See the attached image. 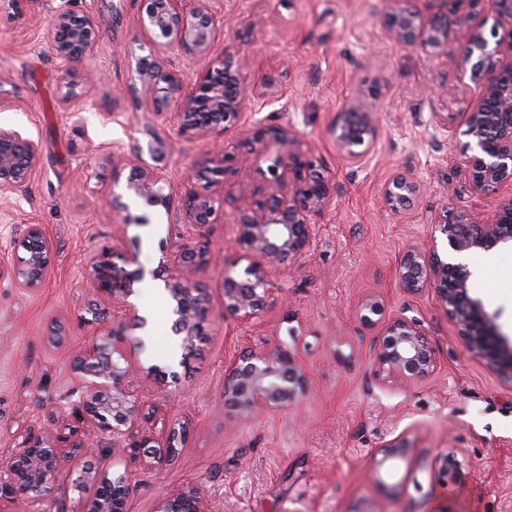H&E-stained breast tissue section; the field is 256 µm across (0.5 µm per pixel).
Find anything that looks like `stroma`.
<instances>
[{"label": "stroma", "instance_id": "stroma-1", "mask_svg": "<svg viewBox=\"0 0 512 512\" xmlns=\"http://www.w3.org/2000/svg\"><path fill=\"white\" fill-rule=\"evenodd\" d=\"M228 3L243 23L226 33V43L249 53L253 72L270 79L276 95L256 120L298 131L304 150L335 182L336 202L312 216L311 251L270 274L268 303L246 326L222 316L224 269L240 258L238 204L224 202V221L205 230L210 262L200 279L209 313L191 357L171 330L170 300L152 295L163 280L137 284L132 303L152 311L151 345L137 357L178 380L163 386L138 377L130 388L144 411L187 423L189 436L162 470L145 473L129 458L104 454L101 466L132 474L128 512H155L164 495L189 481L201 483L217 512H512V383L466 350L434 289L410 294L396 277L398 256L426 242L444 207L485 215L512 194L507 183L495 194L472 193L446 126L479 95L454 66L457 43L429 60L391 42L382 24L391 0H215L216 14ZM58 4L48 0L19 26L0 21V126L37 140L42 151L27 195L0 202V259H9L26 224L43 225L52 244V273L39 290L0 283V451L31 427L91 431L69 396L79 384L72 360L94 333L83 319L89 308L107 307L100 287L125 269V257L150 271L169 243L175 213L128 192L130 220L101 208L93 191L111 186L113 151L162 141L177 194L185 169L204 150L203 142L178 135L173 118L145 114L131 92L137 62L149 53L138 36L144 0H100L103 36L85 65L106 79L72 92L49 42ZM440 83L449 94L431 95ZM353 96L376 112L378 124L373 147L357 164L331 136ZM115 112L120 120H112ZM406 170L424 187L394 212L383 188ZM143 214L148 224H137ZM468 263L471 294L512 337V246L475 251ZM369 294L384 298L387 316L420 319L436 350L433 375L407 386L372 379L369 347L380 330L355 315ZM59 322L68 339L54 348L47 338ZM280 344L293 352L307 395L291 409L245 418L224 401V365L244 348ZM397 436L410 444L409 455L379 461L381 443ZM450 456L459 462L451 476ZM77 497L68 482L37 498L2 502L0 512H56Z\"/></svg>", "mask_w": 512, "mask_h": 512}]
</instances>
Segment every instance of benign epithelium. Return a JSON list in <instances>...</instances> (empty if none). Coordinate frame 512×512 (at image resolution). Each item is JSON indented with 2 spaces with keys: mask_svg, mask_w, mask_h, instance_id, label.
<instances>
[{
  "mask_svg": "<svg viewBox=\"0 0 512 512\" xmlns=\"http://www.w3.org/2000/svg\"><path fill=\"white\" fill-rule=\"evenodd\" d=\"M40 0H0V12L23 19ZM212 0H150L146 18L139 21L144 39L152 40L150 54L139 63L140 86L135 93L141 107L155 117L177 109V133L206 148L186 169L178 198L164 192L166 173L160 165L163 143L154 140L147 149L135 146L116 153L120 167L128 170L126 188L146 205L176 208L189 235H179L164 252L159 271L164 279L176 319L175 335L189 352L196 348L201 323L208 309L207 289L198 274L209 264L205 247L192 238L224 215L216 207L219 192L237 194L242 216L237 222V245L247 265L239 273L224 271V314L242 325L252 323L269 297L268 270L290 265L311 250L314 225L311 216L336 201V183L318 170L317 160L301 149L297 131L288 125H267L251 120V113L270 104L269 85L251 77L247 53L228 44L218 52L224 29L236 16L224 12L218 18ZM422 0H396L383 26L387 38L438 57L448 49V38L460 44L456 65L481 87V94L461 113L453 135L463 136L458 149L463 157L470 189L478 194L495 192L512 183V29L504 37L495 30L485 33L488 19L494 26L512 25V0H472L482 13L421 9ZM55 10L50 29L51 46L64 83L75 86L92 81L93 73L81 68L97 45L99 16L92 9L80 12L69 6ZM213 57L206 69L192 75L175 58ZM336 145L352 161L359 162L377 134V117L351 98L332 126ZM149 158H144V154ZM267 168L258 166L260 159ZM41 162L38 141L22 132L0 126V199L24 196ZM265 181V199L250 198L256 178ZM421 178L411 172L393 176L385 185L383 199L397 210L420 192ZM512 245V195L498 203L493 215L447 208L431 224L426 244L411 246L397 260L401 288L416 293L433 288L446 311L460 326L469 353L492 373L512 380V338L504 334L498 315L486 310L468 288L472 272L464 261L476 250L489 252ZM13 249L23 250L15 260L0 263V281L35 291L51 272V248L44 227L26 224ZM141 278L136 270L112 277V287L101 292L111 298V308L98 309L88 322L112 321V312L130 314L128 298ZM385 301L370 294L357 308L359 322L372 328L383 324L376 337L370 365L380 384L408 385L432 375L437 357L429 336L416 318L395 316L382 320ZM80 375L79 405L97 433L80 438L75 431L63 439L45 431L28 429L16 438L15 448L0 459V494L25 499L38 486L65 483L69 468L81 464L101 438L111 449L128 450L139 457L144 471H154L173 461L187 438L184 424L162 423L160 430L142 426L138 398L128 385L139 375L164 381L165 372L145 367L128 350L127 338L118 331L94 335L80 348L72 363ZM307 394L304 374L286 349L251 347L241 351L224 369V399L248 416L297 405ZM409 445L395 438L381 445L384 461L405 457ZM134 488L127 474L109 476L108 470L88 471L80 495L70 512H126ZM156 512H211L201 484L191 481L168 493Z\"/></svg>",
  "mask_w": 512,
  "mask_h": 512,
  "instance_id": "obj_1",
  "label": "benign epithelium"
}]
</instances>
